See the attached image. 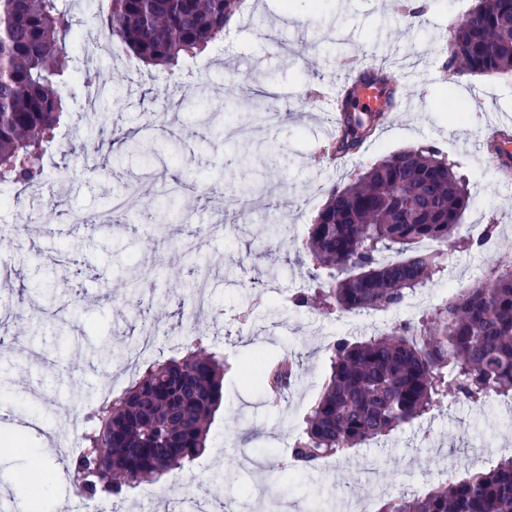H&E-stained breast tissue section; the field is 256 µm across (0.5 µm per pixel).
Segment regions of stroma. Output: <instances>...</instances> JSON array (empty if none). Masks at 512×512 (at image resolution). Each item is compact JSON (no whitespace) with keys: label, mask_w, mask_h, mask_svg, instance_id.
<instances>
[{"label":"stroma","mask_w":512,"mask_h":512,"mask_svg":"<svg viewBox=\"0 0 512 512\" xmlns=\"http://www.w3.org/2000/svg\"><path fill=\"white\" fill-rule=\"evenodd\" d=\"M457 16L452 0H427L417 23L402 17L401 0H247L224 38L196 60L169 72L139 74L122 59L82 43L74 63L106 77L110 95L79 117L87 94L75 85L67 103L69 141L59 143L42 187L0 205V328L11 346L0 353L11 392L0 404L20 420H0V441L22 450L16 466L26 483L55 475L43 512H69L75 488L58 455L33 460L31 449L62 436L60 423L75 405L94 399L110 367L102 354L135 345L142 321L159 331L157 355L179 356L188 333L223 353L224 405L211 420L204 453L174 471L168 484L127 492L129 512H171L210 495V507L240 503L263 481L265 512L288 501L307 512H358L380 495L416 492L448 461L479 470L490 451L512 448V401L491 396L474 404L449 397L442 411L415 420L385 439L332 458L325 472L274 477L319 398L328 354L322 338L343 334V314L294 307L308 288V267L297 256L330 188L348 184L385 156L434 146L465 180L480 184L465 223L494 225L499 256L512 257V185L499 182L480 158L463 153L461 138H478L494 117H512V81L456 74L445 45ZM392 49L414 105L381 126L344 168L320 157L334 113L319 98L332 93L343 67L361 53ZM129 133L155 146L129 157L111 137ZM220 182L223 196L198 199L202 178ZM141 183L149 191L130 217L110 224L61 222L58 208L95 215L113 196ZM222 217L223 233L187 251L199 225ZM280 224L268 239V222ZM458 282L431 285L433 302L449 289L471 286L470 272L489 269L480 251L448 249ZM64 273L68 294L48 298L38 279ZM209 274L210 308L193 313L189 285ZM139 277L134 304L129 282ZM274 363L295 359L297 379L282 396L246 382L255 354ZM39 423L41 432L29 429Z\"/></svg>","instance_id":"obj_1"}]
</instances>
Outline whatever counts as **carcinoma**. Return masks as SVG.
I'll return each mask as SVG.
<instances>
[{"label": "carcinoma", "instance_id": "carcinoma-1", "mask_svg": "<svg viewBox=\"0 0 512 512\" xmlns=\"http://www.w3.org/2000/svg\"><path fill=\"white\" fill-rule=\"evenodd\" d=\"M243 0H111L98 29L147 66L169 70L224 38ZM74 21L63 0H0V180L41 182L56 140L71 72ZM450 58L466 74L512 76V0H480L452 28ZM380 122L344 109L339 152L358 150ZM470 196L453 165L432 146L390 155L329 197L305 242L318 290L292 296L357 315L398 307L444 271L448 246L474 247L460 232ZM294 363L266 373L263 356L246 371L285 389ZM224 358L198 348L183 361L146 365L130 387L87 417L91 451L73 463L85 474L77 493L119 495L162 482L206 448L222 403ZM512 392V259L498 260L480 283L448 294L419 324L363 341L333 343L319 400L280 472L316 469L370 440L439 409L455 393L478 402ZM375 512H512V456L495 466L383 500Z\"/></svg>", "mask_w": 512, "mask_h": 512}]
</instances>
